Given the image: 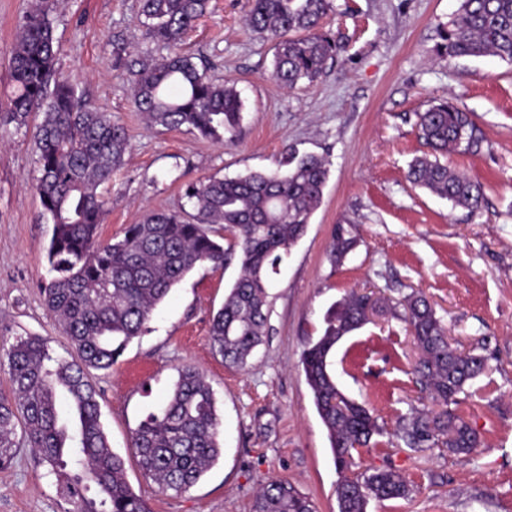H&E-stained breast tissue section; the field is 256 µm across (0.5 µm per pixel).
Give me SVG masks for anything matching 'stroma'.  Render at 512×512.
<instances>
[{"instance_id":"stroma-1","label":"stroma","mask_w":512,"mask_h":512,"mask_svg":"<svg viewBox=\"0 0 512 512\" xmlns=\"http://www.w3.org/2000/svg\"><path fill=\"white\" fill-rule=\"evenodd\" d=\"M34 0H0V115L11 95L9 49ZM459 0H332L321 31L336 45L323 74L287 89L272 76L274 41L245 24L249 0H210L184 37L211 77L232 79L243 101L231 139L147 123L133 106L130 73L166 55L143 36L138 0H57L56 67L83 98L127 127L124 164L102 192L107 241L157 210H190L188 183L276 169L287 147L330 163L323 200L306 235L268 279L267 335L248 365H225L212 350L210 321L238 273L203 265L188 274L108 370L92 371L102 422L126 478L151 512H252L262 480L288 479L314 512H338L339 472L301 366L327 310L349 291L402 307L423 294L451 347L487 357V370L460 396L457 412L477 431L467 454L406 447L380 436L354 455L358 473L389 468L407 498L370 502L368 512H512V64L437 53L439 31ZM124 46L115 64V46ZM448 101L470 112L478 148L449 154L451 168L484 188L480 210L452 208L415 187L410 161L424 153L419 112ZM34 127L0 118V334H35L54 355L72 348L44 304L52 224L33 184L39 175ZM357 240L342 265L329 244L337 225ZM417 351L407 325L372 321L342 340L335 371L341 390L366 404L386 428L411 408L433 404L415 382ZM185 364L213 387L223 450L185 492H162L130 450L131 433L167 398ZM54 476L30 448L0 468V512H68Z\"/></svg>"}]
</instances>
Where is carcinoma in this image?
<instances>
[{
    "label": "carcinoma",
    "mask_w": 512,
    "mask_h": 512,
    "mask_svg": "<svg viewBox=\"0 0 512 512\" xmlns=\"http://www.w3.org/2000/svg\"><path fill=\"white\" fill-rule=\"evenodd\" d=\"M56 0H36L10 48L12 95L6 120L27 125L40 117L35 146L40 176L35 186L53 224L47 257L52 277L43 285L48 313L58 319L74 355L50 352L48 341L27 335L4 348L8 392H0V468L25 446L55 477L71 512H151L125 478L101 422L99 394L87 371L108 370L125 346L141 335L154 311L189 272L204 264L237 263L239 275L212 316L214 352L243 368L262 344L268 320L267 277L282 255L306 233L319 208L328 162L288 148L280 168L236 177L211 176L187 185L194 213L154 211L129 224L120 238L98 240L107 212L100 187L124 162L126 128L77 95L57 73L58 52L49 16ZM209 0H139L144 36L170 50L131 71L133 102L148 121L165 129L182 126L215 140L235 132L242 102L235 83L215 82L208 64L179 51L186 30L204 16ZM330 0H251L247 25L276 43L272 75L283 86L312 82L336 49L319 32ZM438 51L450 58L493 56L512 64V0H460L440 32ZM418 135L431 153L409 164V181L469 211L480 208L481 183L448 167L441 158L478 146L469 113L446 102L418 113ZM233 243L223 244L219 230ZM357 241L339 224L330 255L340 265ZM400 314L382 299L352 291L327 312L321 336L303 350L301 364L330 448L342 472L336 486L338 512H367L370 501L405 498L410 487L390 469L351 477L353 452L384 433L378 418L339 388L333 371L336 346L371 321L403 320L419 351L417 383L438 412L414 408L400 416L393 436L410 448H446L465 454L478 447L475 430L455 409L466 384L482 374L486 359L448 345L447 330L421 295H411ZM221 418L215 393L193 365L178 377L163 405L134 429L131 451L167 492L192 488L221 453ZM22 436H17V428ZM253 512H313L290 481L259 485Z\"/></svg>",
    "instance_id": "obj_1"
}]
</instances>
